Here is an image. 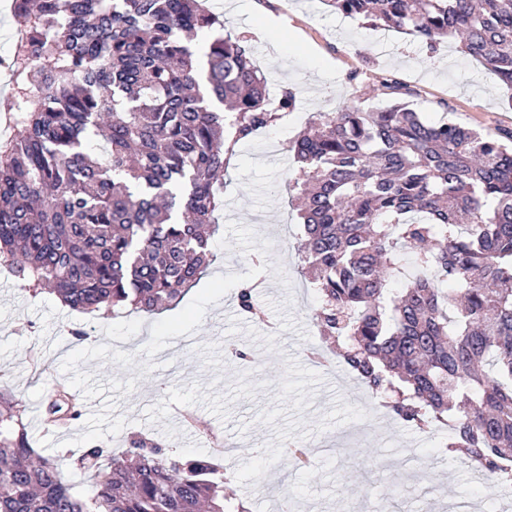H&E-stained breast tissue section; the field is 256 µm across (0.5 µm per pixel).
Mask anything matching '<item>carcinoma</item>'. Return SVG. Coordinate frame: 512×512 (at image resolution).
<instances>
[{
	"label": "carcinoma",
	"mask_w": 512,
	"mask_h": 512,
	"mask_svg": "<svg viewBox=\"0 0 512 512\" xmlns=\"http://www.w3.org/2000/svg\"><path fill=\"white\" fill-rule=\"evenodd\" d=\"M24 30L11 63L15 111L0 148V264L73 310L153 312L204 273L235 147L295 107L270 94L240 36L205 0H14ZM406 31L449 38L512 90V0H328ZM321 112L289 142L297 168L302 272L320 335L391 412L448 427V457L512 482V131L431 121L414 92ZM108 161L95 157L99 141ZM256 282L239 312L261 320ZM51 423L75 420L65 386ZM0 395V512H249L224 473L140 439L109 456L97 493L63 481ZM104 449L76 458L99 469Z\"/></svg>",
	"instance_id": "cac0c4a2"
}]
</instances>
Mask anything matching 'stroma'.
<instances>
[{
	"label": "stroma",
	"instance_id": "obj_1",
	"mask_svg": "<svg viewBox=\"0 0 512 512\" xmlns=\"http://www.w3.org/2000/svg\"><path fill=\"white\" fill-rule=\"evenodd\" d=\"M225 33L241 34L271 90L288 86L297 108L239 144L224 177V211L214 259L179 304L154 313L86 314L54 295L23 289L0 265V394L15 401L31 447L60 456L64 480L92 493L95 479L70 456L94 443L118 454L139 434L174 455L212 454L225 487L251 512H422L432 492L451 508L512 512V491L477 478L442 451L446 428L420 431L394 418L349 374L312 320L315 291L301 271V232L286 186L289 141L322 112L349 101L377 107L380 78L415 93L429 119L481 133L512 129V91L454 44L438 52L408 36L336 13L326 0H208ZM264 261L256 273L253 257ZM260 279V325L236 305L241 282ZM88 334L76 341L73 329ZM324 359L312 361L313 348ZM243 348L242 363L231 355ZM66 384L82 417L46 427L42 399ZM194 414L221 432L226 452H209ZM306 448L295 469L284 444ZM272 489L252 492L255 478Z\"/></svg>",
	"mask_w": 512,
	"mask_h": 512
}]
</instances>
